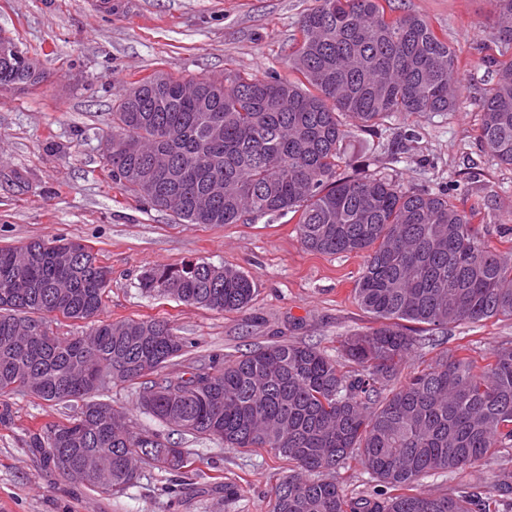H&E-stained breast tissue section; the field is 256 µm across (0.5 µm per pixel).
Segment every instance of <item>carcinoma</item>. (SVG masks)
<instances>
[{
	"instance_id": "obj_1",
	"label": "carcinoma",
	"mask_w": 512,
	"mask_h": 512,
	"mask_svg": "<svg viewBox=\"0 0 512 512\" xmlns=\"http://www.w3.org/2000/svg\"><path fill=\"white\" fill-rule=\"evenodd\" d=\"M500 42L512 43V0H493ZM292 53L299 81L221 77L184 81L157 74L128 89L112 110L104 159L112 177L183 224H244L299 214L305 248L363 253L355 288L374 326L341 342L354 370L316 347L290 340L235 359L215 356L189 377H160L186 342L165 320L98 319L110 278L87 246L68 268L53 265L57 238L0 249V396L82 402L67 424L47 423L29 440L65 475L106 492L133 484L144 459L177 481L188 453L173 428L243 451L263 449L295 470L275 486L271 512H499L512 503V466L491 481L475 464L512 454V344L480 363L455 351L400 379L411 352L450 325L512 317V251L490 247L473 214L448 191H414L377 174L338 172L347 131L341 117L373 131L395 114L453 112L458 58L414 14L391 17L380 0H317L300 20ZM16 48L0 57V90L43 81ZM479 137L512 165V61L479 99ZM19 274L24 288L1 287ZM149 296L221 312L245 309L256 293L246 274L205 260L157 265L140 277ZM91 323L61 338L46 316ZM109 383L141 381L137 402L157 428L131 429L99 400ZM358 460L386 488L350 496L336 470ZM458 476L446 493L418 481Z\"/></svg>"
}]
</instances>
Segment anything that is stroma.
<instances>
[{"label":"stroma","instance_id":"obj_1","mask_svg":"<svg viewBox=\"0 0 512 512\" xmlns=\"http://www.w3.org/2000/svg\"><path fill=\"white\" fill-rule=\"evenodd\" d=\"M314 0H0V30L19 41L45 73L24 95L0 93V247L62 236L97 254L112 275L101 317L162 319L190 347L163 368L175 377L213 355L233 359L288 339L337 356L343 336L372 326L355 300L364 257L314 253L298 216L269 214L245 224H179L113 179L103 159L112 109L134 82L156 74L188 80L234 70L246 77L296 78L289 56ZM387 14H416L456 48L460 93L453 112L399 114L374 132L347 122L345 163L414 190L448 189L458 208L480 204L488 243L511 247L512 166L479 140L477 102L496 79L488 58L512 59L498 43L492 0H386ZM203 259L252 278L248 309L219 312L141 293L155 265ZM512 342V319L448 329L444 348L478 359ZM443 348V349H444ZM78 402L0 397V512H269L287 461L170 432L190 454L187 486L150 463L124 490L104 494L68 479L28 446L47 423H65ZM234 486L235 495L224 493Z\"/></svg>","mask_w":512,"mask_h":512}]
</instances>
